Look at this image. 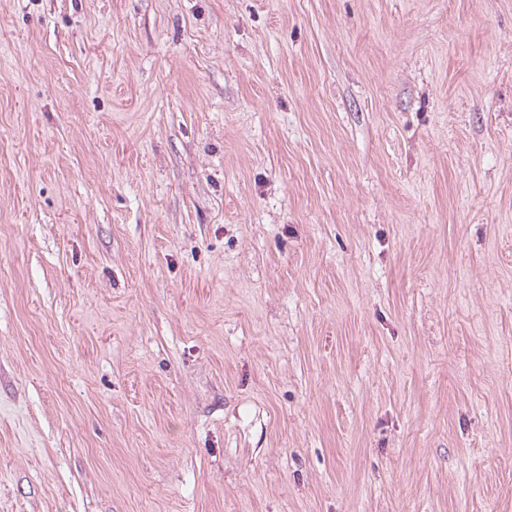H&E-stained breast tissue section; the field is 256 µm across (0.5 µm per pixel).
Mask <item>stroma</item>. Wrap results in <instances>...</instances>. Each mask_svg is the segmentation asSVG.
Masks as SVG:
<instances>
[{
    "instance_id": "stroma-1",
    "label": "stroma",
    "mask_w": 512,
    "mask_h": 512,
    "mask_svg": "<svg viewBox=\"0 0 512 512\" xmlns=\"http://www.w3.org/2000/svg\"><path fill=\"white\" fill-rule=\"evenodd\" d=\"M0 512H512V0H0Z\"/></svg>"
}]
</instances>
